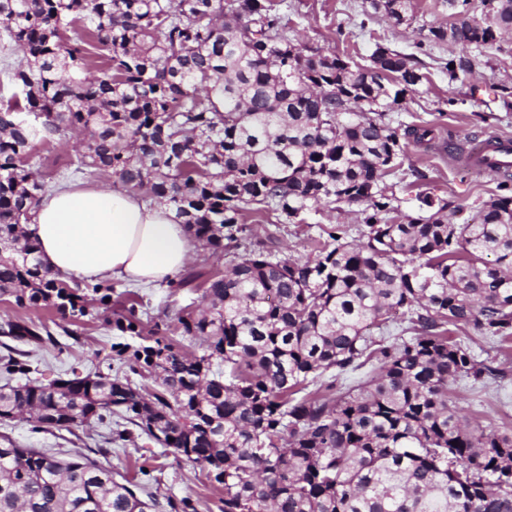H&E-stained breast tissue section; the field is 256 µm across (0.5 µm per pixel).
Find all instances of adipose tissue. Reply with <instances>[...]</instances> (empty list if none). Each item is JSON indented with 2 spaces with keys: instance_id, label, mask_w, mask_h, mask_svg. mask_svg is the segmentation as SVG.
<instances>
[{
  "instance_id": "ef3b65f1",
  "label": "adipose tissue",
  "mask_w": 512,
  "mask_h": 512,
  "mask_svg": "<svg viewBox=\"0 0 512 512\" xmlns=\"http://www.w3.org/2000/svg\"><path fill=\"white\" fill-rule=\"evenodd\" d=\"M27 230L46 268L87 281H166L194 251L193 237L169 206L86 183L44 196Z\"/></svg>"
}]
</instances>
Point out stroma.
Segmentation results:
<instances>
[{"label": "stroma", "instance_id": "obj_1", "mask_svg": "<svg viewBox=\"0 0 512 512\" xmlns=\"http://www.w3.org/2000/svg\"><path fill=\"white\" fill-rule=\"evenodd\" d=\"M282 21L294 39L323 52L356 50L358 62H366L375 43L414 55L426 78L416 92L390 112L392 126H424L432 131L429 144L407 141L401 169L385 178L395 185L399 212L414 214L416 194L432 192L452 201L455 221L472 218L477 206L499 192V176L467 166L465 154L475 143L492 135L512 136V111H505L494 92L499 85L512 86V36L500 49L487 53L485 65L461 82L449 83L442 68L448 58L462 56V48L443 45L417 47L418 36L394 27L369 8L366 0H284ZM81 139L66 135L48 144L37 145L35 160L48 186L75 182L71 165ZM300 224L255 222L259 237L274 236L281 257L306 258L311 254L310 240L321 226H355L352 213L321 204L304 211ZM120 299L138 302L145 326L165 323L189 304L200 302L198 288H176L167 283L132 284L116 281ZM79 338L60 337L58 346L34 348L29 361L37 367L42 383L98 371L125 375L127 367L118 360L112 346L118 343L109 326L101 319H85ZM450 340L469 348L478 362L496 368L497 373L480 382L458 381L448 389V398L456 404L471 426L512 437V341L500 343L484 337L470 327H450ZM115 421L94 423L68 432L37 430L22 420L11 422L4 431L19 445L36 448L60 458L82 453L104 466L132 479L144 491L156 496L155 512H167L166 498L189 500L195 512H219L222 490L207 477L203 465L191 463L164 452L160 445L140 432L129 441L116 440Z\"/></svg>", "mask_w": 512, "mask_h": 512}]
</instances>
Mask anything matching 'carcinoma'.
Wrapping results in <instances>:
<instances>
[{
    "instance_id": "obj_1",
    "label": "carcinoma",
    "mask_w": 512,
    "mask_h": 512,
    "mask_svg": "<svg viewBox=\"0 0 512 512\" xmlns=\"http://www.w3.org/2000/svg\"><path fill=\"white\" fill-rule=\"evenodd\" d=\"M284 0H0V23L25 64L0 106V296L76 325L95 315L136 346L117 356L154 376L100 372L43 384L13 356L0 387V424L27 415L43 431L116 416L175 456L208 469L220 512H512V438L472 430L448 384L495 369L448 339L470 325L512 337V188L474 218L448 220V202L417 196L394 217L401 139L387 112L426 79L411 57L375 44L368 63L293 42ZM454 21L417 24L411 0H369L425 45L470 47L448 83L481 64L512 31V0H446ZM83 33L67 36L76 24ZM108 50L93 56L92 43ZM86 132L74 172L106 173L128 193L167 204L215 255L243 247L206 282L205 305L145 329L136 302L112 308L114 284L53 275L24 230L47 183L37 144ZM357 205L360 240L320 228L314 254L282 259L248 217L293 224L311 205ZM493 259H488V256ZM402 312L414 336L389 343ZM0 334L54 344L45 325L5 320ZM201 341V354L172 340ZM376 363L336 392L323 381ZM112 470L22 448L0 434V512H152Z\"/></svg>"
}]
</instances>
